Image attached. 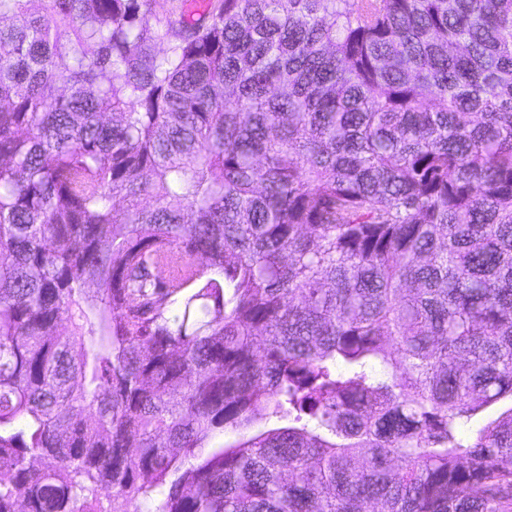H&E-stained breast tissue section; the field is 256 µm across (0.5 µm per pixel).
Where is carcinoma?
<instances>
[{
    "mask_svg": "<svg viewBox=\"0 0 512 512\" xmlns=\"http://www.w3.org/2000/svg\"><path fill=\"white\" fill-rule=\"evenodd\" d=\"M32 2L0 512H512V0Z\"/></svg>",
    "mask_w": 512,
    "mask_h": 512,
    "instance_id": "1",
    "label": "carcinoma"
}]
</instances>
